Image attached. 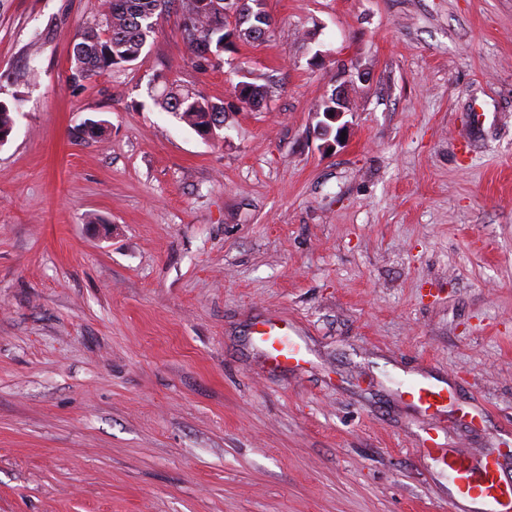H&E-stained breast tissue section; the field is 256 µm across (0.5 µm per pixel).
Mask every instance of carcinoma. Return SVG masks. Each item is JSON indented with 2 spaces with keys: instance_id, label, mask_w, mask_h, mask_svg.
<instances>
[{
  "instance_id": "1",
  "label": "carcinoma",
  "mask_w": 512,
  "mask_h": 512,
  "mask_svg": "<svg viewBox=\"0 0 512 512\" xmlns=\"http://www.w3.org/2000/svg\"><path fill=\"white\" fill-rule=\"evenodd\" d=\"M171 0H112L109 11L92 26L82 29L73 45L72 79L89 80L105 71L122 68L136 61L148 38L156 30L163 6ZM179 27L192 48V64L207 71L221 61V54L238 40L263 42L272 21L264 10V0H245L235 26H230L224 13V0H179ZM163 88L156 103L172 113L206 140L221 138L226 113L224 103L207 100L165 75L158 76ZM268 96L262 85L242 81L235 86L236 100L246 106H257ZM18 103L0 100V143L7 141L14 125ZM103 121L87 119L72 128L76 142L103 135Z\"/></svg>"
}]
</instances>
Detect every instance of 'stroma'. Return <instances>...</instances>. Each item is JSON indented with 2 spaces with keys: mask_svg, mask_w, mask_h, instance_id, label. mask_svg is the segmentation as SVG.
Masks as SVG:
<instances>
[{
  "mask_svg": "<svg viewBox=\"0 0 512 512\" xmlns=\"http://www.w3.org/2000/svg\"><path fill=\"white\" fill-rule=\"evenodd\" d=\"M265 3L268 40L208 72L173 5L75 81L110 0H0V512H457L425 439L512 451V0ZM160 73L231 104L223 140ZM158 81L163 88L158 93L156 103L172 113L180 122L192 128L206 140L223 138L226 113L230 111L224 102L207 100L195 91L178 85L165 75H159ZM268 89L262 85L242 81L235 86L236 100L246 106H258L268 96ZM331 98L336 101V106L328 100L324 103L326 108L322 112V115L325 120L318 124V134L321 138H327L328 136L322 134L326 128L329 130L327 123H337L345 115L346 110H348V101L345 94V82L334 89ZM330 111H333V114H330ZM260 324L261 327L256 333L264 346L267 360L274 367L298 366L301 361L300 349L293 336L288 333V326L272 322H261ZM408 393L413 399L422 404L425 410L438 408L439 404L445 399L442 390H438L425 382L412 384Z\"/></svg>",
  "mask_w": 512,
  "mask_h": 512,
  "instance_id": "1",
  "label": "stroma"
}]
</instances>
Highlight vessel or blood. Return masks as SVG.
Returning <instances> with one entry per match:
<instances>
[{
	"label": "vessel or blood",
	"mask_w": 512,
	"mask_h": 512,
	"mask_svg": "<svg viewBox=\"0 0 512 512\" xmlns=\"http://www.w3.org/2000/svg\"><path fill=\"white\" fill-rule=\"evenodd\" d=\"M257 334L273 366L299 364L300 349L287 327L265 322ZM409 393L428 410L444 399L441 390L424 382L412 384ZM442 461L453 478L459 512H512V479L506 478L499 461H479L461 449L448 451Z\"/></svg>",
	"instance_id": "vessel-or-blood-1"
}]
</instances>
